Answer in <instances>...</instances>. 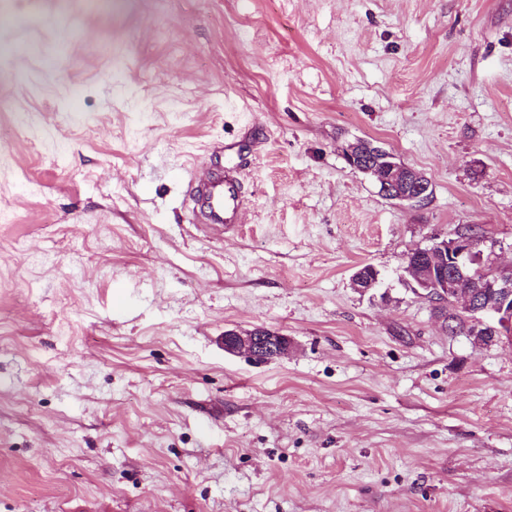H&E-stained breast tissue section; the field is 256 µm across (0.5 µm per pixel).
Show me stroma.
<instances>
[{"label": "stroma", "mask_w": 512, "mask_h": 512, "mask_svg": "<svg viewBox=\"0 0 512 512\" xmlns=\"http://www.w3.org/2000/svg\"><path fill=\"white\" fill-rule=\"evenodd\" d=\"M463 224L512 262V0H0V512H512V345L401 278ZM353 170L370 175L387 200L420 206L430 198L431 183L419 170L397 162L383 147L363 139L344 148ZM365 158L368 162L365 163ZM185 206L197 224H218L224 229L239 224L243 197L235 168L224 169V176L209 171H193L188 179ZM288 348V336L265 328L224 333V349L230 353H244L252 358L262 355L268 361L287 355Z\"/></svg>", "instance_id": "35a3bbf8"}]
</instances>
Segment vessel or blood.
<instances>
[{"instance_id": "b4317fda", "label": "vessel or blood", "mask_w": 512, "mask_h": 512, "mask_svg": "<svg viewBox=\"0 0 512 512\" xmlns=\"http://www.w3.org/2000/svg\"><path fill=\"white\" fill-rule=\"evenodd\" d=\"M185 203L196 223L232 227L239 221L243 208L237 171L225 169L215 175L208 171H193L188 179Z\"/></svg>"}]
</instances>
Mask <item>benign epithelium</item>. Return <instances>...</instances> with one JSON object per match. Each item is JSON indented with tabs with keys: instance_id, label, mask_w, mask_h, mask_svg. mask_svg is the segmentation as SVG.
I'll return each mask as SVG.
<instances>
[{
	"instance_id": "1",
	"label": "benign epithelium",
	"mask_w": 512,
	"mask_h": 512,
	"mask_svg": "<svg viewBox=\"0 0 512 512\" xmlns=\"http://www.w3.org/2000/svg\"><path fill=\"white\" fill-rule=\"evenodd\" d=\"M351 168L375 179L380 194L391 201L420 206L430 198L431 183L419 170L397 162L383 147L358 139L344 148ZM417 259L418 272L410 279L413 292L420 298L436 304H446L458 295L464 282H476L498 298L490 308L468 305V325L471 335L494 333L512 343V266L502 267L494 248H486V240L434 235L423 247L411 250ZM379 273L354 272L351 285L358 293L366 294L378 286ZM288 337L265 328L246 332L236 330L224 333V350L244 353L252 358L263 356L268 360L288 354Z\"/></svg>"
}]
</instances>
